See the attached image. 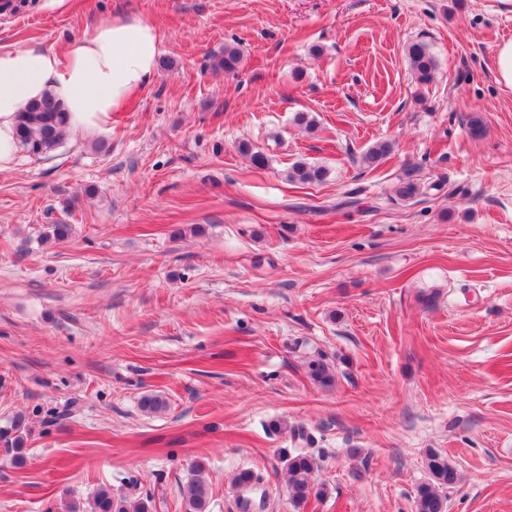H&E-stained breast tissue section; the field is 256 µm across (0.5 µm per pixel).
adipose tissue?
Segmentation results:
<instances>
[{
	"mask_svg": "<svg viewBox=\"0 0 512 512\" xmlns=\"http://www.w3.org/2000/svg\"><path fill=\"white\" fill-rule=\"evenodd\" d=\"M159 49L155 26L128 15L88 26L60 50L39 44L0 50V171L18 161L17 116L30 102L53 95L68 112L71 130L103 128L154 78Z\"/></svg>",
	"mask_w": 512,
	"mask_h": 512,
	"instance_id": "obj_1",
	"label": "adipose tissue"
}]
</instances>
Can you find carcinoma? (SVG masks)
Listing matches in <instances>:
<instances>
[{
  "mask_svg": "<svg viewBox=\"0 0 512 512\" xmlns=\"http://www.w3.org/2000/svg\"><path fill=\"white\" fill-rule=\"evenodd\" d=\"M407 56L410 68L418 82H430L437 67V61L427 44L414 42L408 46ZM242 62L241 52L232 44L224 45V50L211 57V66L224 70L228 74L238 72ZM69 115L62 105L50 94L40 101L27 106L18 114L16 135L19 147L31 156H42L59 148L68 136ZM390 152V145L378 143L364 155L363 161L369 165H377ZM329 176V170L314 163L298 161L288 170V180L302 184H320ZM424 186L417 178L415 169L405 173L395 193L402 200H411L423 194ZM307 374L316 384L327 387L334 379L330 363L326 356L317 353L307 362ZM169 403L160 394H146L140 399L141 410L148 415L165 412ZM25 417L21 413L13 416L10 425L0 429V440L13 448H21L24 443ZM287 473L288 494L296 505L306 503L309 499L320 498L326 494L323 484L315 483L313 474L315 462L303 451L284 457ZM424 465L428 478L421 483L414 498V512H447L448 495L459 479L456 464L440 451L429 448L426 450ZM205 465L194 461L191 465V476L180 486L182 512H207L211 498V487L205 475ZM261 476L252 470L245 469L236 476V483L244 492L240 498L241 509L252 507L249 496L258 484ZM152 497L147 495L137 499L117 496L112 487L102 485L97 488L84 509L80 503L71 501L65 505L64 512H152Z\"/></svg>",
  "mask_w": 512,
  "mask_h": 512,
  "instance_id": "1",
  "label": "carcinoma"
}]
</instances>
